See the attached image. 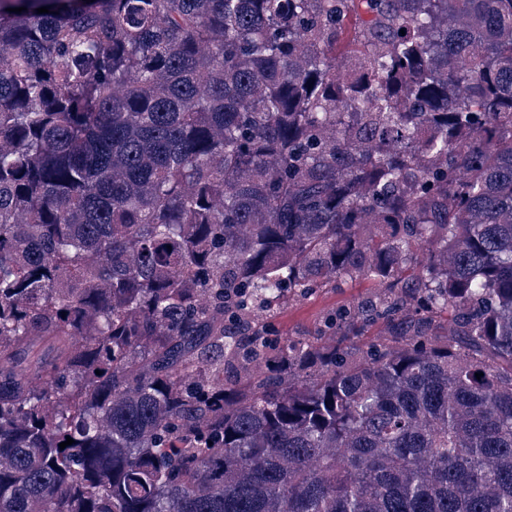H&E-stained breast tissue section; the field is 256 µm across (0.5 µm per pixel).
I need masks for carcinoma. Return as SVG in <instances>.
Masks as SVG:
<instances>
[{
    "label": "carcinoma",
    "instance_id": "carcinoma-1",
    "mask_svg": "<svg viewBox=\"0 0 512 512\" xmlns=\"http://www.w3.org/2000/svg\"><path fill=\"white\" fill-rule=\"evenodd\" d=\"M0 512H512V0H0ZM304 296L277 307L268 318L269 336L274 341L312 338L329 334L356 319L358 309L375 291L370 278L358 276L340 279L336 288L313 286Z\"/></svg>",
    "mask_w": 512,
    "mask_h": 512
}]
</instances>
